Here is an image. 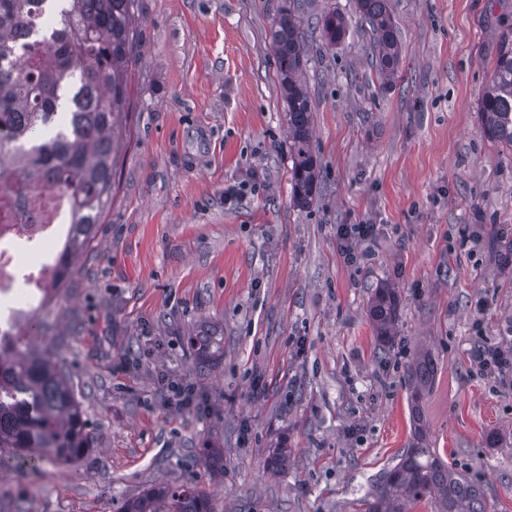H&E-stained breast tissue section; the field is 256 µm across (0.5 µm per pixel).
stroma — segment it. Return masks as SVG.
<instances>
[{
	"mask_svg": "<svg viewBox=\"0 0 512 512\" xmlns=\"http://www.w3.org/2000/svg\"><path fill=\"white\" fill-rule=\"evenodd\" d=\"M279 0H139L130 112L112 207L31 347L68 372L95 447L31 466L0 448V512H118L144 488L190 482L217 512H364L411 436L406 369L430 351V440L512 512V373L480 374V346L512 348V152L484 137L479 96L512 0H389L403 63L381 89L354 0H307L349 31L306 43L319 165L292 201L288 112L270 40ZM242 186L228 203L224 189ZM373 224L344 261L337 229ZM398 290L382 348L367 304ZM224 328L199 363L184 337ZM208 411L168 406L161 376ZM288 465L271 473L277 445ZM224 450V470L203 449Z\"/></svg>",
	"mask_w": 512,
	"mask_h": 512,
	"instance_id": "obj_1",
	"label": "stroma"
}]
</instances>
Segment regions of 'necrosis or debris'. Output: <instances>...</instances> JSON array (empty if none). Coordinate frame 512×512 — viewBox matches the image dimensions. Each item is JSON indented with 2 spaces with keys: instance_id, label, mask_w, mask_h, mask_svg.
I'll list each match as a JSON object with an SVG mask.
<instances>
[{
  "instance_id": "4bbe7bcc",
  "label": "necrosis or debris",
  "mask_w": 512,
  "mask_h": 512,
  "mask_svg": "<svg viewBox=\"0 0 512 512\" xmlns=\"http://www.w3.org/2000/svg\"><path fill=\"white\" fill-rule=\"evenodd\" d=\"M72 202L56 186L0 190V301L50 287L53 250L72 233Z\"/></svg>"
}]
</instances>
